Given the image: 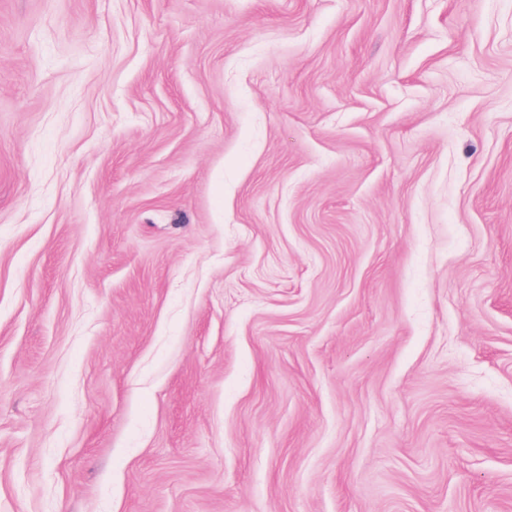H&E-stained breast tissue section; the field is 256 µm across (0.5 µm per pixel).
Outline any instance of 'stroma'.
I'll use <instances>...</instances> for the list:
<instances>
[{"instance_id":"stroma-1","label":"stroma","mask_w":512,"mask_h":512,"mask_svg":"<svg viewBox=\"0 0 512 512\" xmlns=\"http://www.w3.org/2000/svg\"><path fill=\"white\" fill-rule=\"evenodd\" d=\"M0 512H512V0H0Z\"/></svg>"}]
</instances>
